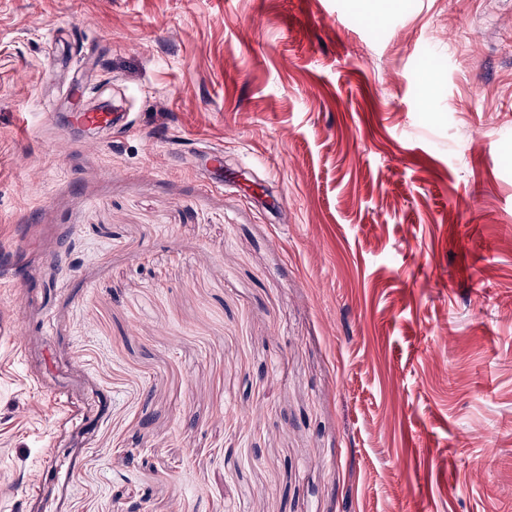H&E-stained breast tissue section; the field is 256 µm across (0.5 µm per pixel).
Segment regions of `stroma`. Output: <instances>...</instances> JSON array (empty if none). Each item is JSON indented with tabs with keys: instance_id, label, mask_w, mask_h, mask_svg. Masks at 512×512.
Wrapping results in <instances>:
<instances>
[{
	"instance_id": "stroma-1",
	"label": "stroma",
	"mask_w": 512,
	"mask_h": 512,
	"mask_svg": "<svg viewBox=\"0 0 512 512\" xmlns=\"http://www.w3.org/2000/svg\"><path fill=\"white\" fill-rule=\"evenodd\" d=\"M1 317L0 512H512V0H0Z\"/></svg>"
}]
</instances>
